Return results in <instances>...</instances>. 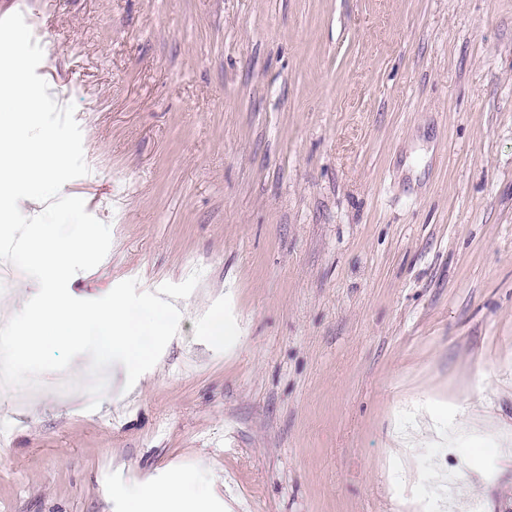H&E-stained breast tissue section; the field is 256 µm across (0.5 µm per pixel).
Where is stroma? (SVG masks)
<instances>
[{
  "label": "stroma",
  "mask_w": 512,
  "mask_h": 512,
  "mask_svg": "<svg viewBox=\"0 0 512 512\" xmlns=\"http://www.w3.org/2000/svg\"><path fill=\"white\" fill-rule=\"evenodd\" d=\"M39 24L111 229L78 293L201 278L135 392L112 365L88 410L84 355L0 392V512H124L202 459L231 512H404L388 467L435 442L410 414L448 430L451 512H512V0H56Z\"/></svg>",
  "instance_id": "obj_1"
}]
</instances>
